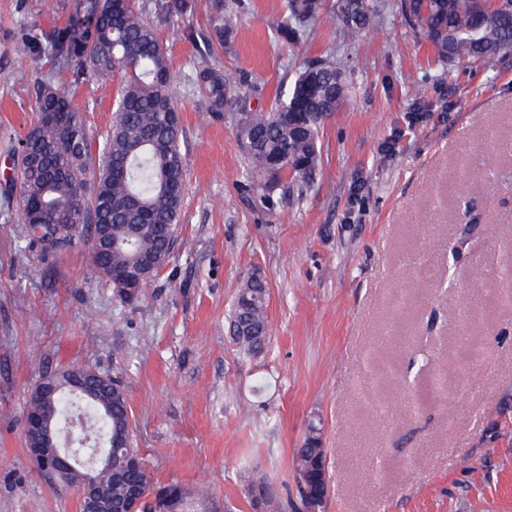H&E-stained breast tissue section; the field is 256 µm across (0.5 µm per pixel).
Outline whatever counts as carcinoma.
<instances>
[{
  "label": "carcinoma",
  "instance_id": "cac0c4a2",
  "mask_svg": "<svg viewBox=\"0 0 512 512\" xmlns=\"http://www.w3.org/2000/svg\"><path fill=\"white\" fill-rule=\"evenodd\" d=\"M80 0L65 22L40 40L23 35L14 51L22 61H37L49 54L61 70L79 79L94 81L118 73L124 76L118 93L112 128L98 153L92 152L73 96L51 84L38 88L37 120L17 142L13 173L4 202L16 208L25 224H77L85 230L94 224L112 228V245L92 258L98 276L110 281L133 272L147 257L167 264L178 239L183 208L186 165L182 153L180 108L172 91L168 52L160 41L153 19L170 22L181 18L188 0ZM397 8L408 25L420 32L437 56L445 61L495 59L512 48V6L495 0H398ZM340 22L344 38L356 42L371 30L377 14L370 0H287V11L277 24L279 37L294 50L322 17ZM94 17L87 30L84 20ZM238 15L228 4L215 2L209 18L210 38L196 70L199 90L217 108L232 101V84L212 59L214 45H224L237 27ZM344 72L336 63L318 60L300 71L289 88L280 93L268 112H249L237 99L240 118L234 134L241 144L248 169L257 184L285 178L288 188L303 197L313 184L320 163L317 147L325 122L348 99ZM155 275L143 277L135 291L115 289L123 302L146 295ZM267 288L263 280L247 281L238 293L230 316L233 340L240 351L255 357L266 348ZM67 370L86 378L112 401L107 412L91 402L99 415L103 439L118 441L112 448V466L124 467L138 454L125 390L119 381L105 384L92 376L90 366ZM298 492L303 512L313 507L324 512L326 483L320 479L326 466L321 428L312 425L296 449ZM125 484H116L119 498L125 485L135 483L143 492L142 512H231L202 490L179 482L154 481L147 468L124 472ZM263 491L253 506L279 512L277 497L263 479L250 480Z\"/></svg>",
  "mask_w": 512,
  "mask_h": 512
}]
</instances>
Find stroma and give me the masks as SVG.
<instances>
[{"label": "stroma", "mask_w": 512, "mask_h": 512, "mask_svg": "<svg viewBox=\"0 0 512 512\" xmlns=\"http://www.w3.org/2000/svg\"><path fill=\"white\" fill-rule=\"evenodd\" d=\"M74 2L49 14L40 0H0V193L39 84L78 98L93 143L112 124L119 77L79 82L14 53ZM213 2L190 0L177 24L157 25L187 179L180 234L150 298L119 302L87 244L43 256L18 212L0 210V512H80L76 490L42 475L24 442L42 369L68 365L121 382L155 481L207 489L238 512H254L250 475L297 512L294 451L313 424L327 512H512V295L498 278L512 252V50L490 64L439 61L397 0H375L378 25L359 43L319 21L299 58L276 34L285 0H241L215 61L251 110L269 111L307 59L336 62L350 83L299 202L286 182L250 184L236 112L197 89ZM254 276L268 290L270 336L250 358L229 312ZM429 322L424 374L410 358Z\"/></svg>", "instance_id": "stroma-1"}]
</instances>
